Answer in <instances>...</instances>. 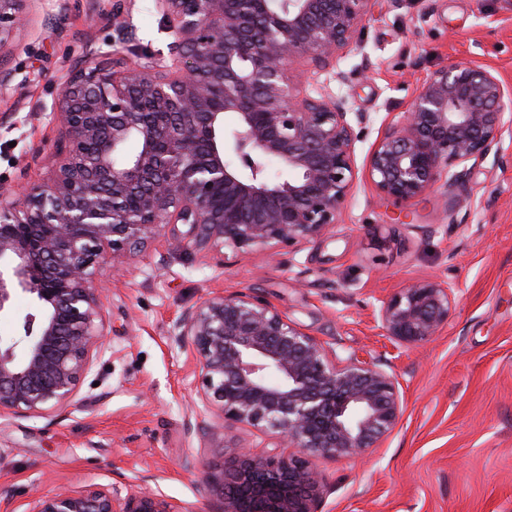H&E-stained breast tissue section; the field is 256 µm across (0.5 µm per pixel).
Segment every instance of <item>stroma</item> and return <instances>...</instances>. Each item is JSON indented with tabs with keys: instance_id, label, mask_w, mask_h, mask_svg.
I'll return each instance as SVG.
<instances>
[{
	"instance_id": "obj_1",
	"label": "stroma",
	"mask_w": 512,
	"mask_h": 512,
	"mask_svg": "<svg viewBox=\"0 0 512 512\" xmlns=\"http://www.w3.org/2000/svg\"><path fill=\"white\" fill-rule=\"evenodd\" d=\"M110 0H25L29 24L0 35V64L15 70L0 97V186L53 172L58 132L47 121L58 83L85 41L110 31ZM139 47L169 37L153 0H136ZM361 46L335 71L303 73L308 92L347 98L372 117L355 148L358 178L335 227L295 249L237 251L224 267L205 254L170 252L164 241L105 269L107 350L70 405L38 418L0 419V487L9 512L34 492L117 484L162 494L179 512H221L199 481L203 465L271 438L222 423L196 395L192 355L170 334L182 310L208 297L253 292L339 355L385 363L401 384L395 431L363 460L321 457L318 512H512V137L464 184L437 186L413 223L367 169L384 122L408 112L437 68L479 61L512 85V0H376ZM344 80H337V73ZM455 281L448 326L429 343L401 348L376 321L380 300L405 284ZM203 431L187 432V421Z\"/></svg>"
}]
</instances>
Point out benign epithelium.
<instances>
[{
    "instance_id": "7a95c632",
    "label": "benign epithelium",
    "mask_w": 512,
    "mask_h": 512,
    "mask_svg": "<svg viewBox=\"0 0 512 512\" xmlns=\"http://www.w3.org/2000/svg\"><path fill=\"white\" fill-rule=\"evenodd\" d=\"M24 0H0V35ZM375 0H155L167 52L135 51V0H111L112 33L82 50L60 82L51 121L55 170L21 191L0 189V316L17 294L32 313L0 339V417H45L73 402L105 348L102 270L162 236L173 252L295 248L337 224L356 179L355 145L370 122L328 92L300 95L298 66L327 69L362 42ZM236 114L224 128V114ZM512 134V88L479 62L440 67L409 112L385 124L369 154L381 196L427 200L447 177L467 180ZM276 162L288 178L268 175ZM457 285L430 278L381 301L377 321L399 346L448 325ZM171 336L192 351L197 396L223 420L274 437L269 450L206 465L200 481L222 512H317L309 460L354 459L397 427V378L351 352L341 358L254 293L185 308ZM281 448H292L288 457ZM28 512H178L163 496L112 487L35 494Z\"/></svg>"
}]
</instances>
